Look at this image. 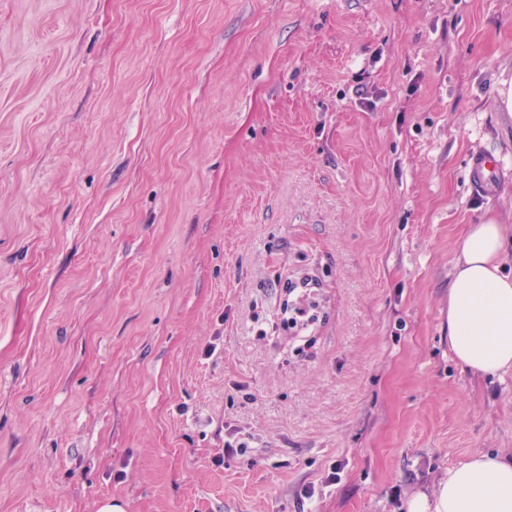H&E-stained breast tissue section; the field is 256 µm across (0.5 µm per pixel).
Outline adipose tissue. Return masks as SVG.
<instances>
[{
  "label": "adipose tissue",
  "mask_w": 512,
  "mask_h": 512,
  "mask_svg": "<svg viewBox=\"0 0 512 512\" xmlns=\"http://www.w3.org/2000/svg\"><path fill=\"white\" fill-rule=\"evenodd\" d=\"M495 219L470 225L460 240L448 289V348L467 372L512 370V274ZM408 512H512V457L478 452L450 468L434 490L416 493Z\"/></svg>",
  "instance_id": "obj_1"
}]
</instances>
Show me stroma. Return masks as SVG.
I'll use <instances>...</instances> for the list:
<instances>
[{"label": "stroma", "mask_w": 512, "mask_h": 512, "mask_svg": "<svg viewBox=\"0 0 512 512\" xmlns=\"http://www.w3.org/2000/svg\"><path fill=\"white\" fill-rule=\"evenodd\" d=\"M505 81L512 0H0V512H408L511 456L445 330ZM281 312L283 315L281 324L287 329H303V327L307 325V322L312 320L311 316L305 319L308 312L304 304V295H298L291 303H289L288 300L284 301ZM287 314L288 317H286Z\"/></svg>", "instance_id": "stroma-1"}]
</instances>
